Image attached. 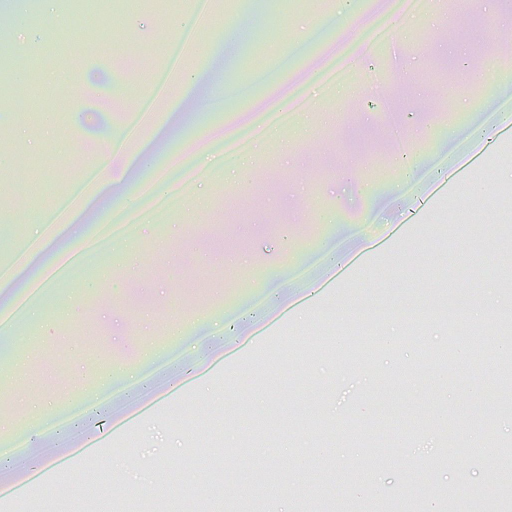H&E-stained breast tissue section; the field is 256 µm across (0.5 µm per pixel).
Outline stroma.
<instances>
[{"mask_svg": "<svg viewBox=\"0 0 512 512\" xmlns=\"http://www.w3.org/2000/svg\"><path fill=\"white\" fill-rule=\"evenodd\" d=\"M193 0H44L22 24L0 22V264L10 262L38 215L65 212L74 190L107 146L126 132L128 116L103 113L101 94L116 89L129 103L149 98L152 77L165 69L166 43L181 32ZM62 11L71 27L52 26ZM223 27L192 51L190 69L203 86L168 90L169 105L152 112L128 138L145 149L147 166H134L88 202L73 241L93 239L112 221V207L141 192V183L204 142L208 128L231 130L236 115L252 111L261 86L254 68L274 74L282 91L299 86L315 67L324 42L305 33L314 18L344 13L346 22L381 17L366 39L372 51L333 83L319 82L299 97L307 128L269 143L240 180L205 179L197 189L205 208L189 205L165 214L113 258L106 273L85 280L82 268L46 297L34 341L0 340V364L22 360L33 379H0V448L13 424L35 413L61 415L110 370L136 367L150 346L178 347L195 356L202 317L225 309L263 283L277 280V265L295 263L297 277L317 276L314 253L332 244L350 264L335 293L360 314L337 318L331 308L288 318L268 334L262 324L242 327L240 342L210 354L215 367L203 385L172 386L156 374L137 413L124 394L112 396L120 425L97 448L85 433L35 441L32 456L60 460L59 488L33 498L9 492L11 469L0 470V512H136L147 499L160 512H261L279 498L283 512L306 500H331L337 512L350 501H380L389 512H409L413 498L459 485L451 512H475L476 494L512 484V376L498 362L506 353L499 329L512 323L502 311L490 319L466 317L468 306L503 287L512 265V239L499 220L512 216L504 191V163L512 158V126L496 150L471 159L481 180L460 193L432 183L427 202L403 219L386 189L405 174L402 158L435 163L447 151L443 134L464 140L493 113L512 110V87L492 78L512 70V13L498 0H219ZM481 17L486 47L471 59L472 39L449 36L452 27ZM34 39L15 56L19 28ZM253 33L242 41L227 28ZM455 57L459 69L439 73ZM66 65L69 85L50 79ZM409 114L394 109L393 93L405 72ZM300 87V86H299ZM332 112L334 123L321 115ZM51 116L57 139L44 134ZM376 127L363 150L345 146L350 132ZM333 158L321 168L316 161ZM224 237L217 250L213 242ZM205 284L204 295L189 290ZM72 316L57 314L59 300ZM403 323L395 341L385 334ZM182 335H175V328ZM478 349L460 355L448 371L436 363L449 334ZM454 466L438 464L440 453Z\"/></svg>", "mask_w": 512, "mask_h": 512, "instance_id": "35a3bbf8", "label": "stroma"}]
</instances>
